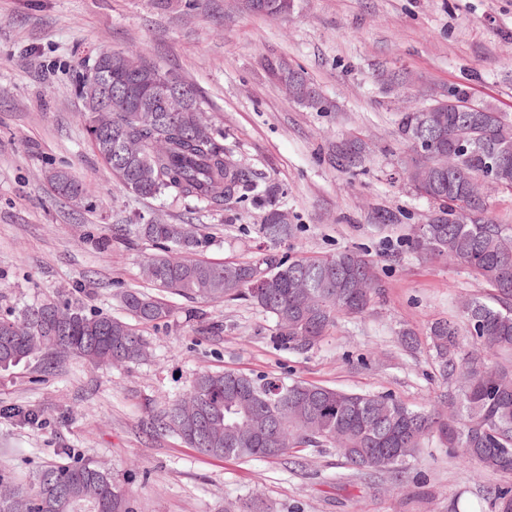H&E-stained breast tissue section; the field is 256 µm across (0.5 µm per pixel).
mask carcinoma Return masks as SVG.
Returning <instances> with one entry per match:
<instances>
[{
	"label": "carcinoma",
	"mask_w": 512,
	"mask_h": 512,
	"mask_svg": "<svg viewBox=\"0 0 512 512\" xmlns=\"http://www.w3.org/2000/svg\"><path fill=\"white\" fill-rule=\"evenodd\" d=\"M281 69L289 82H308L304 71L288 58L266 60V71ZM179 85L188 94V111L168 122L148 112L114 108L112 130L97 134L92 140L94 150L116 177L118 140L139 141L148 152V163L127 174L134 196L188 201L211 211L250 196L264 209V237L271 242L288 237L290 225L276 223L281 210L277 188L259 185L248 168L231 161L224 149V132L213 129L205 137L188 134L198 118L199 102L190 85L182 81ZM467 94L469 87L464 84L448 87L446 131L466 137L483 133L498 144L507 143L508 158L495 166L493 177L512 190V121L480 102L482 124L459 120L453 102ZM437 136L426 131L428 144L419 150L406 144L402 173L411 166L426 170L437 163L442 149ZM485 173L484 155L456 157L451 180H443L430 201L468 215L456 223L434 225L428 245L417 236L408 241L411 251L462 265L491 288L490 299L469 298L461 305L470 335H461L455 320L431 323L427 345L439 377L449 386L440 395L438 407L414 409L390 394H363L302 380L202 372L190 396L201 406V433L193 434L184 423L188 411L180 403L166 411L156 427L175 433L213 458L251 461L287 452L296 457L308 448L336 447L353 473L385 471L397 481L426 442L436 437L449 456L463 463L512 474V360L486 363L490 354L512 356V252L507 245L512 227L495 223L486 216L485 200L464 193ZM49 180L61 197L79 200L85 194L82 183L66 170L50 172ZM140 232L159 249L143 267L152 288L194 300H248L275 319L276 336L284 343L316 345L339 317L364 315L385 292L384 284L375 278L362 299H347L343 269L370 266L356 249L295 260L268 253L257 262L220 264L197 258L209 236L182 224H142ZM262 271L270 278L266 284L253 278ZM121 301L133 322L88 311L67 298L32 303L18 317L0 316V368L56 348L94 365L140 360L146 347L140 326L169 319L173 309L139 289L122 292ZM59 306L73 313L66 329L55 331L48 318L35 327L33 310L48 313ZM397 448L406 449L405 457L396 455ZM14 495L19 497L17 506L30 512H133L129 495L112 475H100L96 466L80 459L39 469L30 486L15 490ZM488 500L490 512H512V486L493 488Z\"/></svg>",
	"instance_id": "carcinoma-1"
}]
</instances>
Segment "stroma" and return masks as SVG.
<instances>
[{"instance_id": "obj_1", "label": "stroma", "mask_w": 512, "mask_h": 512, "mask_svg": "<svg viewBox=\"0 0 512 512\" xmlns=\"http://www.w3.org/2000/svg\"><path fill=\"white\" fill-rule=\"evenodd\" d=\"M102 50L137 53L192 84L226 151L278 186L292 235L266 242L248 200L206 212L122 191L87 137L75 91L82 63ZM280 55L307 72L326 110L294 103L268 80L262 62ZM397 70L412 82L409 95L381 82ZM459 83L512 117V0H295L278 20L239 12L237 0L190 9L177 0H0V315L65 294L124 317L117 290L149 288L142 265L155 246L136 227L154 218L208 234L200 257L215 263L359 249L386 288L367 314L340 318L304 351L276 342L274 320L249 301L171 295L175 315L144 326L139 362L95 367L65 354L51 370L42 353L0 370V467L12 484L77 457L110 470L135 512H224L252 498L268 512H452L462 502L490 512L487 491L512 474L463 465L435 444L398 486L383 473L348 478L332 448L243 462L202 455L155 427L202 371L432 404L442 388L436 363L427 348L406 351L399 332L426 336L432 321L456 318L462 300L490 290L464 267L408 248L434 205L398 175L395 119ZM347 133L371 149L355 175L320 155ZM55 165L85 185L83 200L52 191ZM386 212L394 223L381 221ZM118 224L127 229L119 239ZM19 409L35 421L16 418Z\"/></svg>"}]
</instances>
